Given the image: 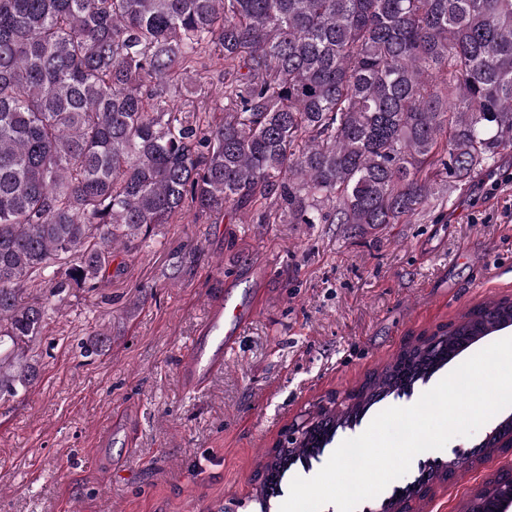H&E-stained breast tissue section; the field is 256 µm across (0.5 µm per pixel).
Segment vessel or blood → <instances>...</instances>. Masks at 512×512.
I'll use <instances>...</instances> for the list:
<instances>
[{
    "mask_svg": "<svg viewBox=\"0 0 512 512\" xmlns=\"http://www.w3.org/2000/svg\"><path fill=\"white\" fill-rule=\"evenodd\" d=\"M252 309L246 303L215 302L209 305L204 324L191 341L185 376L200 385L224 365L242 327L250 320Z\"/></svg>",
    "mask_w": 512,
    "mask_h": 512,
    "instance_id": "1",
    "label": "vessel or blood"
}]
</instances>
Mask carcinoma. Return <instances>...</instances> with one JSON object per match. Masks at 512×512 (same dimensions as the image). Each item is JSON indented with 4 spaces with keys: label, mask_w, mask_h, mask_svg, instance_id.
Segmentation results:
<instances>
[{
    "label": "carcinoma",
    "mask_w": 512,
    "mask_h": 512,
    "mask_svg": "<svg viewBox=\"0 0 512 512\" xmlns=\"http://www.w3.org/2000/svg\"><path fill=\"white\" fill-rule=\"evenodd\" d=\"M224 62V121L168 92ZM512 152V0H0V396L32 387L23 345L112 250L187 211L246 224H354L448 207ZM42 288L41 298L30 289ZM512 298L421 335L272 450L259 494L337 429L406 393ZM505 470L479 490L497 512Z\"/></svg>",
    "instance_id": "cac0c4a2"
}]
</instances>
